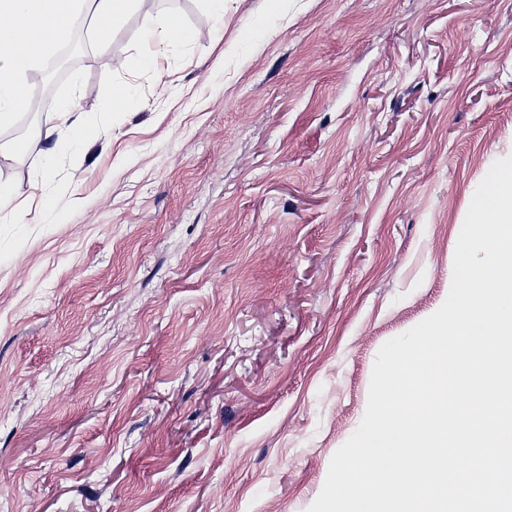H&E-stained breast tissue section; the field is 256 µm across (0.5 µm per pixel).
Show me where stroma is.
I'll use <instances>...</instances> for the list:
<instances>
[{
    "mask_svg": "<svg viewBox=\"0 0 512 512\" xmlns=\"http://www.w3.org/2000/svg\"><path fill=\"white\" fill-rule=\"evenodd\" d=\"M173 16L200 40L121 68ZM1 157L0 512H307L512 155V0H141ZM133 106L111 107L115 86ZM71 103L62 104L55 112L54 120L58 125L47 127L36 138L18 139L4 144L0 143V156H15L37 150L43 139L47 140L60 128L65 127L72 135L75 143L79 142V130L84 125L80 115H77Z\"/></svg>",
    "mask_w": 512,
    "mask_h": 512,
    "instance_id": "obj_1",
    "label": "stroma"
}]
</instances>
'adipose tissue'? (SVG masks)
<instances>
[{"label":"adipose tissue","instance_id":"adipose-tissue-1","mask_svg":"<svg viewBox=\"0 0 512 512\" xmlns=\"http://www.w3.org/2000/svg\"><path fill=\"white\" fill-rule=\"evenodd\" d=\"M137 0H0V127L9 124L27 105L23 77L52 56L70 35L81 15H89L94 33L111 30L130 12ZM201 34L183 27L175 17L143 29V56L139 63L150 67L156 62L158 44L184 43ZM55 126L42 137L0 143V156H15L37 150L42 138L52 137L56 127L78 135L83 126L72 104H62Z\"/></svg>","mask_w":512,"mask_h":512}]
</instances>
